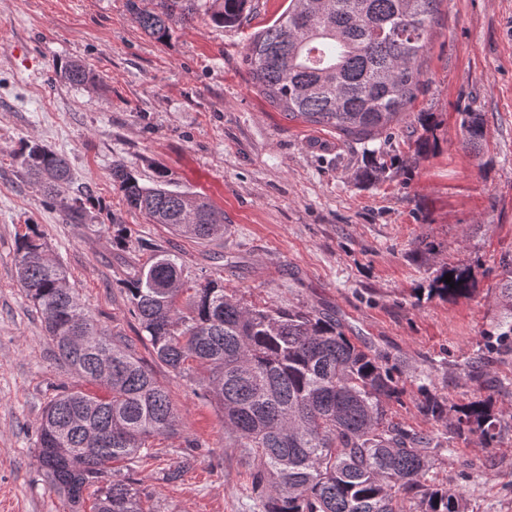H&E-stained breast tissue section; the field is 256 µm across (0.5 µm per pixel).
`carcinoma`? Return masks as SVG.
I'll return each instance as SVG.
<instances>
[{
	"mask_svg": "<svg viewBox=\"0 0 512 512\" xmlns=\"http://www.w3.org/2000/svg\"><path fill=\"white\" fill-rule=\"evenodd\" d=\"M251 2L126 0V8L140 29L166 41L176 18L189 22L203 11L217 26H235ZM438 2L288 0L287 10L250 39L244 62L252 83L289 118L373 141L388 134L420 91V60ZM63 76L75 85L92 82L79 63L66 65ZM463 129L466 144L479 149L486 139L482 115L465 113ZM14 160L45 199H66L67 223H94L83 199L65 197L64 154L27 140ZM112 181L128 209L152 224L199 240L224 236V211L202 195L167 189L163 172L146 186L117 162ZM26 228L17 239V281L43 315L58 359L103 389H66L47 404L37 429L39 467L74 507L97 484L95 512H143L137 483L115 474L112 463L153 458L151 440L174 433L180 412L131 346L86 312L35 225ZM182 274L179 257L166 251L130 267L124 285L139 338L175 372L186 373L192 362L209 367L203 384L224 412V428L245 449L249 497L260 512H403L407 499L421 512H468L461 493L427 484L443 441L392 420L390 403L401 390L384 357L353 343L332 316L249 306L221 282L189 283ZM500 276L512 300L511 255L501 259ZM473 288L468 269L446 267L430 292L459 297ZM109 351L112 378L102 381L99 360ZM418 410L445 418L444 404L429 393ZM447 429L452 437L476 434L485 448L502 436L499 420L479 401L463 407Z\"/></svg>",
	"mask_w": 512,
	"mask_h": 512,
	"instance_id": "carcinoma-1",
	"label": "carcinoma"
}]
</instances>
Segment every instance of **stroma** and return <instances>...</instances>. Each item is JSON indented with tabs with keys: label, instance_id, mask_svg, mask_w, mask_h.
<instances>
[{
	"label": "stroma",
	"instance_id": "obj_1",
	"mask_svg": "<svg viewBox=\"0 0 512 512\" xmlns=\"http://www.w3.org/2000/svg\"><path fill=\"white\" fill-rule=\"evenodd\" d=\"M287 7L253 0L240 25L201 18L160 42L125 0H0V512H72L35 458L44 406L76 379L16 279V238L30 223L91 315L133 343L181 413L153 460L117 464L145 512H253L247 456L201 385L207 367L176 374L138 341L122 281L128 264L159 250L245 304L339 319L392 367L403 391L390 405L394 422L441 438L444 424L415 407L423 391L449 411L491 402L505 428L500 442L449 440L428 479L462 493L469 512H512V352L494 339L506 305L500 260L512 255V0H440L423 87L384 144L289 120L253 87L243 63L249 39ZM71 61L93 83L64 79ZM422 112L434 115L438 149L418 158ZM466 112L487 126L475 151L463 143ZM26 139L66 155L71 188L87 194L98 232L65 223L14 163ZM379 147L404 166L359 183ZM116 162L142 184L163 169L171 190L208 197L224 210L223 237L184 238L128 210L112 183ZM114 214L128 229L122 249L112 244ZM446 266L470 269L471 296L430 295ZM473 371L486 372L483 384L469 380ZM188 454L191 468L168 480Z\"/></svg>",
	"mask_w": 512,
	"mask_h": 512
}]
</instances>
